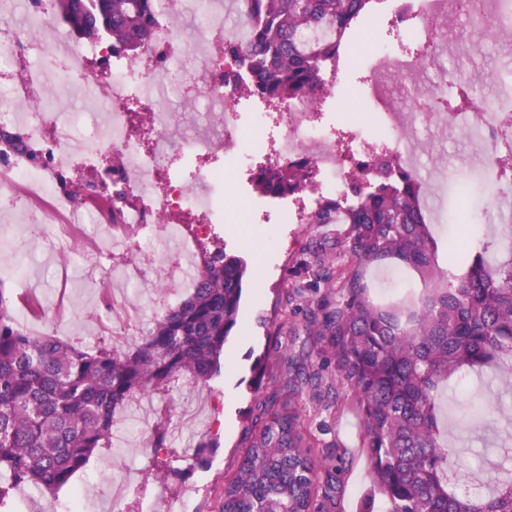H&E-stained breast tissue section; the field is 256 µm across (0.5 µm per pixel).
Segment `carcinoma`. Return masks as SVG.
I'll return each instance as SVG.
<instances>
[{
	"mask_svg": "<svg viewBox=\"0 0 512 512\" xmlns=\"http://www.w3.org/2000/svg\"><path fill=\"white\" fill-rule=\"evenodd\" d=\"M245 40H224V55L250 77L247 92L276 104L327 91L325 76L352 53L363 24L382 16L376 0H244ZM55 14L79 38L109 33L124 50L148 40L153 0H54ZM457 92L428 102L447 112L468 103L466 74ZM254 187L294 194L311 183L303 166H260ZM313 224H346L336 270L341 300L318 324L329 337L339 378L361 414L374 492L385 512H512V475L490 492L450 489L455 451L442 443L438 386L463 367H512V257L492 268L485 249H439L428 228L421 186L386 154L373 171L353 173L342 194L316 202ZM394 261L423 286L395 305L368 295L369 268ZM247 268L218 248L203 258L194 288L155 318L126 349L82 347L33 336L10 308L0 281V508L16 487L52 493L67 485L113 438L117 414L136 394L164 393L181 378L206 382L220 370L237 325ZM296 380L273 399L268 422L225 480L220 512H325L319 500L315 442L292 403Z\"/></svg>",
	"mask_w": 512,
	"mask_h": 512,
	"instance_id": "cac0c4a2",
	"label": "carcinoma"
}]
</instances>
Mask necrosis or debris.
<instances>
[{"label": "necrosis or debris", "instance_id": "4bbe7bcc", "mask_svg": "<svg viewBox=\"0 0 512 512\" xmlns=\"http://www.w3.org/2000/svg\"><path fill=\"white\" fill-rule=\"evenodd\" d=\"M403 27L427 45L411 56L373 45L365 55V80L357 91L362 103L351 120L348 155L353 167L369 170L377 150L387 151L402 168L415 173L423 187L440 188L452 179L458 161L432 170L420 165L419 128L449 134L467 132L480 144L481 161L493 167L512 144V85L497 83L489 97L472 102L466 112H421L414 99L397 101L407 76L435 72L429 89L446 82L449 69L440 56L448 48L447 19L462 0H394ZM157 17L149 47L139 58L125 56L111 37L94 43L78 40L60 21L50 0H0V131L18 133L26 147L0 151V213L45 225L69 256L96 269L98 237L121 225L124 244L142 257L130 268L128 282L140 281L145 265L165 271L164 287L190 288L196 277V245L215 235L218 226L245 224L262 211L282 224H301L319 197L343 191L345 169L338 161L334 126L318 96L306 94L243 114L242 87L224 83L235 70L224 55V39L243 38L246 14L227 22L211 0H156ZM196 19L195 32L178 23L184 13ZM65 77L79 91L88 110L82 132H75L77 113L60 111L52 81ZM195 105V112L176 120L174 101ZM151 113L153 145L144 151L132 138L127 113L134 103ZM269 152L282 164L306 163L315 174L300 194L303 205L271 206L246 198L245 209L227 215L228 179L252 171L257 154ZM108 159L80 200L69 187L78 164ZM106 188L115 211L93 207L98 188Z\"/></svg>", "mask_w": 512, "mask_h": 512}]
</instances>
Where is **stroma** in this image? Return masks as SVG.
<instances>
[{
  "mask_svg": "<svg viewBox=\"0 0 512 512\" xmlns=\"http://www.w3.org/2000/svg\"><path fill=\"white\" fill-rule=\"evenodd\" d=\"M464 9L448 19L463 55L454 63L470 81L472 97L493 93L491 74L503 61L505 39L484 38ZM448 210L469 211L467 224H434L430 231L440 249L449 243L486 247V259L497 265L506 253L499 243L502 227L495 216L498 204L474 186H448L443 194ZM257 233L243 237L240 225L224 233L227 254L244 259L246 278L238 317L224 350L221 370L208 382L180 381L170 395L146 394L130 404L119 417L113 444L100 448L86 467L55 494L36 497L34 503L11 498V512H65L75 494H82L83 512H218L225 478L238 469L251 437L266 422V405L287 372L305 368L318 371L320 379L302 386L294 403L305 426L319 440L318 465L338 458V492L329 512H362L369 489V462L361 446V420L349 388L336 376L326 338L309 326L310 316H323L339 298L336 281L313 275L317 260L326 266L343 264L340 247L345 227L341 224H265ZM42 227L13 224L11 216L0 219V283L14 298L36 288L45 309L31 317L15 307L18 321L31 334L50 333L85 347L112 344L94 317L102 308L96 289L85 287L80 261L65 258L51 246L13 254L9 241L41 239ZM263 268L255 279V268ZM403 271L392 264L368 271L370 296L378 304L399 302L406 292ZM156 269H148L127 298L143 312L142 324L176 304L184 289L156 290ZM68 303L63 316L55 306ZM282 324L279 336L268 335L263 320ZM264 370L262 384L253 381L254 365ZM440 417L450 446L456 450L459 473L453 486L460 493H476L505 469L512 470V385L497 366L464 368L439 386ZM167 402L171 418L165 432L167 446L155 449L153 423L146 413ZM215 442L205 465H196L192 454L200 438Z\"/></svg>",
  "mask_w": 512,
  "mask_h": 512,
  "instance_id": "35a3bbf8",
  "label": "stroma"
}]
</instances>
